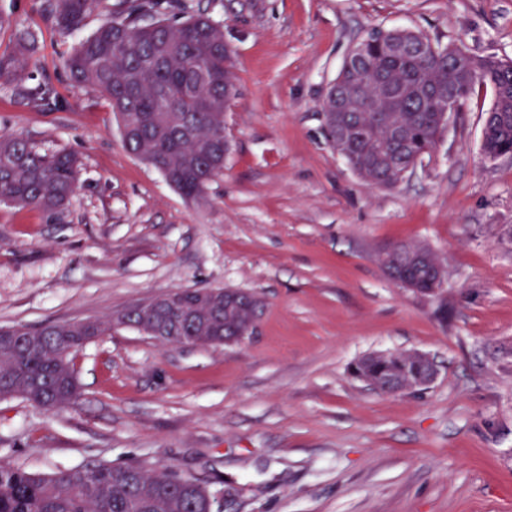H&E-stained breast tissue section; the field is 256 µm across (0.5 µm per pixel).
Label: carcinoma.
<instances>
[{
  "instance_id": "obj_1",
  "label": "carcinoma",
  "mask_w": 512,
  "mask_h": 512,
  "mask_svg": "<svg viewBox=\"0 0 512 512\" xmlns=\"http://www.w3.org/2000/svg\"><path fill=\"white\" fill-rule=\"evenodd\" d=\"M99 0H48L57 25L75 28ZM163 0H123L122 9L84 38L66 60L71 78L108 100L118 116L126 149L157 169L184 196L198 199L224 175L231 151L225 142L224 112L237 95L233 51L221 24L203 13L181 22L162 17ZM418 43L420 32L391 29L369 34L360 47L356 72L342 68L323 102L325 133L362 180L391 188L404 172L435 150L440 136L435 100L417 89L439 84L465 101L475 86L493 93L485 119L487 141L512 151V65L494 56H469L468 67L449 70L459 45L435 44L428 56L388 54L385 38ZM27 29L13 54L0 57V80L23 72L37 46ZM386 74L411 88L402 98L389 97L380 79ZM371 97L381 110L375 122L362 114L360 136L348 141L327 120L336 112L333 90ZM405 127V144L394 140L391 117ZM78 158L66 151L40 152L24 136H0V203L47 212L65 208L78 186ZM422 245L400 243L384 254L388 275L404 273L422 288L433 287L427 266L410 259ZM258 300L241 292L224 303V289H173L99 319L58 323L37 330L0 327V399L21 397L53 412L76 403L80 385L75 355L90 341L118 326L151 329L169 345L209 346L257 314ZM355 372L381 392L402 391V381L421 372L411 355L360 360ZM217 493L193 477L168 468L151 471L134 465L98 463L59 469L49 475L29 473L0 460V512H215Z\"/></svg>"
}]
</instances>
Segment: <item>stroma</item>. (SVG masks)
<instances>
[{
  "mask_svg": "<svg viewBox=\"0 0 512 512\" xmlns=\"http://www.w3.org/2000/svg\"><path fill=\"white\" fill-rule=\"evenodd\" d=\"M234 52L232 149L205 199L185 198L124 147L109 102L70 78L81 26L46 0H0V56L39 41L0 84V135L81 162L63 212L0 204V326L102 317L175 288L254 294L257 330L171 346L132 327L74 359L76 404L0 400V459L48 475L96 462L174 467L220 490L222 512H512V158L483 157L478 87L397 186L361 180L327 141L322 104L350 48L407 28L512 60V0H173ZM48 85L36 101L30 91ZM429 247L435 296L395 283L382 253ZM419 351L434 382L383 394L351 366ZM38 36L30 29L23 31L16 42L13 54L7 58L0 57V80L11 81L23 72L37 46Z\"/></svg>",
  "mask_w": 512,
  "mask_h": 512,
  "instance_id": "stroma-1",
  "label": "stroma"
}]
</instances>
